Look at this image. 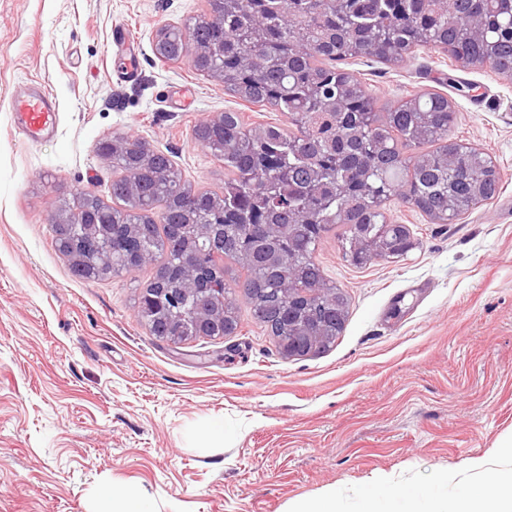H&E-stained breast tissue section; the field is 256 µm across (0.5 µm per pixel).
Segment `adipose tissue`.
I'll use <instances>...</instances> for the list:
<instances>
[{
	"label": "adipose tissue",
	"instance_id": "obj_1",
	"mask_svg": "<svg viewBox=\"0 0 512 512\" xmlns=\"http://www.w3.org/2000/svg\"><path fill=\"white\" fill-rule=\"evenodd\" d=\"M512 507V471L490 485H480L449 501L441 487L416 491L369 489L360 512H507Z\"/></svg>",
	"mask_w": 512,
	"mask_h": 512
}]
</instances>
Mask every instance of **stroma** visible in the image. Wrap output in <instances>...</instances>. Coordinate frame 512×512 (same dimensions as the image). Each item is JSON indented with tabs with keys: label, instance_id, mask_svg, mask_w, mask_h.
Listing matches in <instances>:
<instances>
[{
	"label": "stroma",
	"instance_id": "1",
	"mask_svg": "<svg viewBox=\"0 0 512 512\" xmlns=\"http://www.w3.org/2000/svg\"><path fill=\"white\" fill-rule=\"evenodd\" d=\"M206 0H0V512H97L102 490L140 492L153 512H286L336 497L360 512L372 486L439 478L448 498L512 468V80L420 49L390 65L346 64L380 105L447 95L454 138L489 151L500 190L459 221L395 203L415 247L358 267L328 233L316 258L348 298L328 349L284 357L248 308L235 334L173 343L137 312L153 265L105 280L74 275L51 218L80 191L109 199L101 139L134 133L197 190L221 191L224 163L193 138L243 107L223 83L153 51L157 30ZM139 48L135 77L115 27ZM57 98L52 134L19 133V84ZM484 460L481 470L470 460Z\"/></svg>",
	"mask_w": 512,
	"mask_h": 512
}]
</instances>
